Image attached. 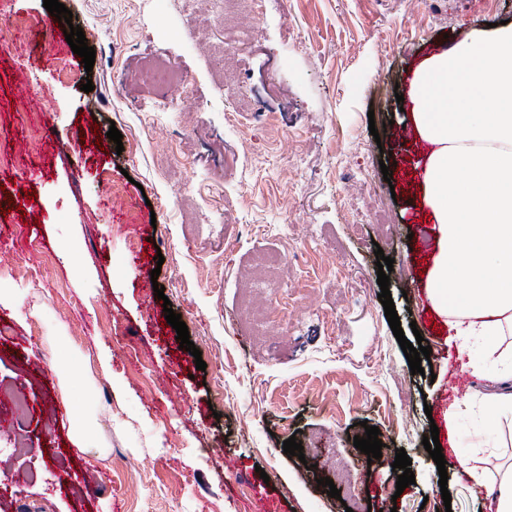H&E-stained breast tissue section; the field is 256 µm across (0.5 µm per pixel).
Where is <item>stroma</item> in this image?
I'll use <instances>...</instances> for the list:
<instances>
[{
  "instance_id": "obj_1",
  "label": "stroma",
  "mask_w": 512,
  "mask_h": 512,
  "mask_svg": "<svg viewBox=\"0 0 512 512\" xmlns=\"http://www.w3.org/2000/svg\"><path fill=\"white\" fill-rule=\"evenodd\" d=\"M62 2L96 51L92 70L43 42V0H0L30 40L0 42V226L23 227L27 242L0 248V289L12 294L0 303V512H489L453 472L480 436L490 476L512 467V423L495 405L506 383L479 349L458 356L480 366L481 383L470 411L445 422L448 340L425 324L433 306L414 280L437 237L418 222L416 151L391 132L409 122L421 61L512 23V0H257L228 76L206 51L224 38L220 2L203 24L191 0ZM171 60L196 111L146 80ZM31 92L43 118L28 114ZM246 100L260 112L237 109ZM137 183L147 203L118 207ZM374 195L390 234L367 207ZM32 243L49 263L25 288ZM378 248L394 260L405 337L431 348L422 373L378 299ZM261 253L288 258L262 297L294 289L299 315L271 317L260 339L241 314L240 274ZM153 281L164 296L148 302ZM167 304L200 357L181 349ZM218 378L231 400L215 397ZM17 396L18 419L7 405ZM66 396L87 408L97 455L72 446ZM369 425L383 443L372 461L352 441ZM434 426L456 437L443 487L422 444ZM292 437L303 457L284 453ZM400 448L415 475L401 492ZM334 464L356 498L330 497Z\"/></svg>"
}]
</instances>
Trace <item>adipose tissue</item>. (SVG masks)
I'll use <instances>...</instances> for the list:
<instances>
[{"instance_id":"adipose-tissue-1","label":"adipose tissue","mask_w":512,"mask_h":512,"mask_svg":"<svg viewBox=\"0 0 512 512\" xmlns=\"http://www.w3.org/2000/svg\"><path fill=\"white\" fill-rule=\"evenodd\" d=\"M412 121L433 146L418 159L438 251L426 288L459 352L480 348L512 379V24L476 30L429 57L410 84ZM458 474L512 512V474L487 483L479 456Z\"/></svg>"}]
</instances>
